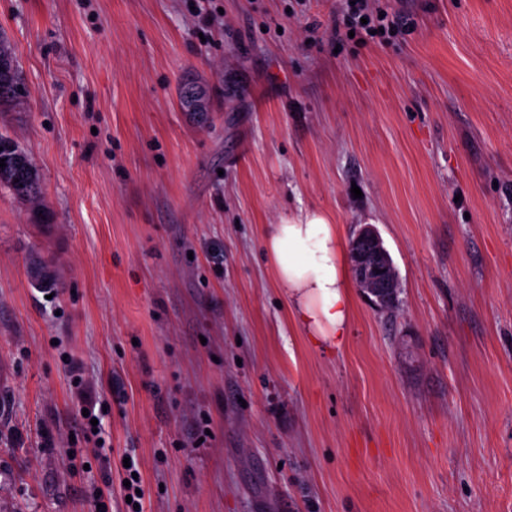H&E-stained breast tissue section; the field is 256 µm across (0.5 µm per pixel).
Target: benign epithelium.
I'll return each instance as SVG.
<instances>
[{
	"label": "benign epithelium",
	"mask_w": 512,
	"mask_h": 512,
	"mask_svg": "<svg viewBox=\"0 0 512 512\" xmlns=\"http://www.w3.org/2000/svg\"><path fill=\"white\" fill-rule=\"evenodd\" d=\"M349 248L354 279L363 294L378 306L395 302L398 281L394 263L374 225H361Z\"/></svg>",
	"instance_id": "7a95c632"
}]
</instances>
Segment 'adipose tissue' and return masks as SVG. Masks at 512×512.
<instances>
[{
    "mask_svg": "<svg viewBox=\"0 0 512 512\" xmlns=\"http://www.w3.org/2000/svg\"><path fill=\"white\" fill-rule=\"evenodd\" d=\"M263 247L277 288L310 342L324 351L345 346L354 296L342 236L331 217L302 209L268 225Z\"/></svg>",
    "mask_w": 512,
    "mask_h": 512,
    "instance_id": "adipose-tissue-1",
    "label": "adipose tissue"
}]
</instances>
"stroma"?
Segmentation results:
<instances>
[{"label":"stroma","instance_id":"obj_1","mask_svg":"<svg viewBox=\"0 0 512 512\" xmlns=\"http://www.w3.org/2000/svg\"><path fill=\"white\" fill-rule=\"evenodd\" d=\"M384 6L0 0L50 215L0 189V512H128V454L141 512H512V0ZM301 208L398 275L333 353L262 249ZM352 1H355L354 5H351ZM377 1L379 0H346L343 23L347 35L353 30L354 37L365 35L370 38H383L385 35L398 32V24L394 19H389L388 11L377 5ZM379 14H383V17H379ZM361 18H366L367 24H362ZM380 29H384V33H381ZM371 30H376V33L371 34Z\"/></svg>","mask_w":512,"mask_h":512}]
</instances>
